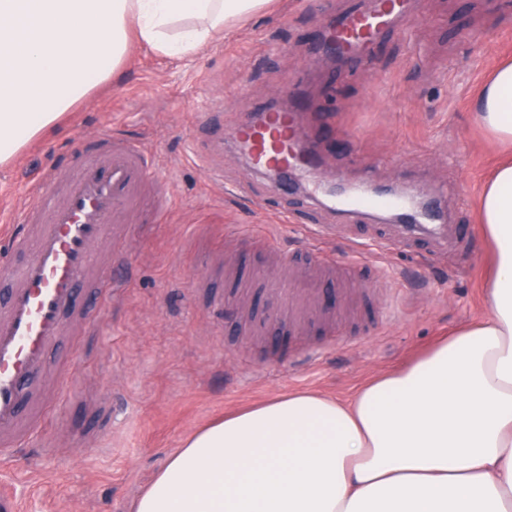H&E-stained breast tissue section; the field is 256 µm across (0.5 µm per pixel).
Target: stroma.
<instances>
[{"label": "stroma", "mask_w": 512, "mask_h": 512, "mask_svg": "<svg viewBox=\"0 0 512 512\" xmlns=\"http://www.w3.org/2000/svg\"><path fill=\"white\" fill-rule=\"evenodd\" d=\"M358 0H272L269 8L182 59L135 45L112 82L78 104L55 130L0 168V216L16 217L51 150L101 125L146 139L165 182V223L136 225L125 252V288L96 302L61 346L70 386L29 437L32 456L0 461L23 512H128L182 439L207 422L295 390L349 401L458 327L484 318L490 261L478 197L502 152L477 122L478 91L512 59V0H413L408 37L388 38L368 60L329 65L308 37L325 10ZM475 41H465V34ZM325 116L342 152L327 153L322 179L402 186L440 197L446 223L463 232L451 254L419 259L347 239L380 216L325 209L305 194L279 195L274 180L231 146L209 151L212 129L237 124L254 103L281 105L288 79ZM310 224H339L327 241L352 265L345 288L324 289L343 321L334 348L308 326L264 322L274 275L244 231L285 249L310 248ZM215 297L231 310L214 316Z\"/></svg>", "instance_id": "1"}]
</instances>
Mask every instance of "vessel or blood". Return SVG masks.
Instances as JSON below:
<instances>
[{
  "label": "vessel or blood",
  "mask_w": 512,
  "mask_h": 512,
  "mask_svg": "<svg viewBox=\"0 0 512 512\" xmlns=\"http://www.w3.org/2000/svg\"><path fill=\"white\" fill-rule=\"evenodd\" d=\"M410 0H368L349 13H327L314 33L312 47L331 46L342 61L367 58L390 33L404 32ZM307 105L296 101L287 111L268 107L244 115L228 137L253 165L277 174L280 186L297 170L317 173L322 165L327 127L306 133ZM66 168L68 186L57 195L54 176L42 182L38 205L28 209L12 238L15 257L0 264V457L20 455L24 440L39 426L33 406L48 410L53 397L44 395L41 380L58 365V350L70 332L72 319L85 316L78 300L80 280L89 278L104 290L118 288L111 276L95 273L92 251L104 239L120 249L148 188L159 185L151 152L139 141L122 137L111 127L100 129L89 141H78ZM325 206L361 213L381 208L403 214L402 224L378 226L372 242L398 248L420 241L439 252L450 249L460 230L447 224H426L400 195L358 194L328 198ZM336 269L321 262L315 276L305 281L268 278L266 287L277 301L267 312L269 322L283 320L294 294L331 287Z\"/></svg>",
  "instance_id": "b4317fda"
}]
</instances>
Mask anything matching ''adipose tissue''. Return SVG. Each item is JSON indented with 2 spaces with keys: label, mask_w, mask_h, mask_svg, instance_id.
Instances as JSON below:
<instances>
[{
  "label": "adipose tissue",
  "mask_w": 512,
  "mask_h": 512,
  "mask_svg": "<svg viewBox=\"0 0 512 512\" xmlns=\"http://www.w3.org/2000/svg\"><path fill=\"white\" fill-rule=\"evenodd\" d=\"M266 0H0V167L114 78L132 44L181 57ZM477 116L490 312L349 402L278 396L187 435L131 512H512V62Z\"/></svg>",
  "instance_id": "ef3b65f1"
}]
</instances>
